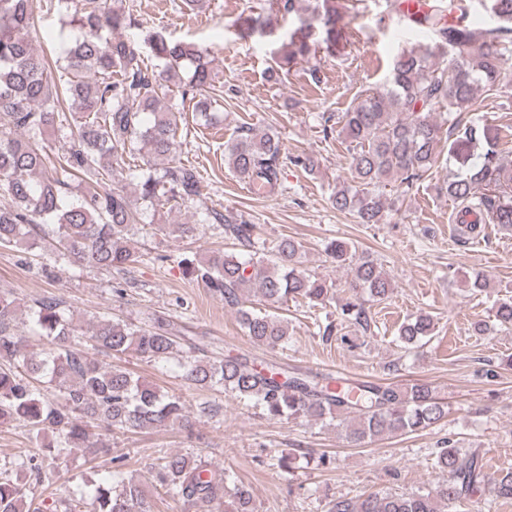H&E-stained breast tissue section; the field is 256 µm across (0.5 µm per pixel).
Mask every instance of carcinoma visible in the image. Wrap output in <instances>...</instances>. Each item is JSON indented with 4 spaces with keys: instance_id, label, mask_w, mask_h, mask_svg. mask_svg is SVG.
I'll use <instances>...</instances> for the list:
<instances>
[{
    "instance_id": "carcinoma-1",
    "label": "carcinoma",
    "mask_w": 512,
    "mask_h": 512,
    "mask_svg": "<svg viewBox=\"0 0 512 512\" xmlns=\"http://www.w3.org/2000/svg\"><path fill=\"white\" fill-rule=\"evenodd\" d=\"M314 20L322 24L321 48L329 56L344 49L338 17L355 9L357 0H309ZM494 26L470 18L466 0H433L428 9L407 19L421 33H431L447 47L437 62L426 49L404 50L392 60L387 83L373 89L337 117V136L350 155V180L332 189L333 208L352 213L360 224H379L395 202L384 192L390 182L411 188L431 169L438 156L441 122L438 109L448 111L449 152L462 147L477 152L479 162L455 156L460 164L448 180V197L458 204L460 232L473 234L483 224L512 228V166L498 158L493 128L474 117L481 94L500 96L512 85L506 64L512 60L498 50L512 45V0H481ZM56 12L78 25L80 34L60 44L62 64L52 66L35 54L29 37L34 11ZM122 0H0V195L11 199L0 206V248L27 245L30 229L50 223L56 234L55 252L79 267L121 270L141 261L130 246V232L139 217L123 190L112 185L114 172L138 155L146 164L169 160L161 174L139 181L143 199L157 206L179 208L202 196V177L196 166L173 159L181 117L161 106L165 83L188 68L191 77L181 97L195 101L194 111L207 121L212 111L215 74L206 50L172 41L162 33L150 39L152 56L162 64L159 74L148 70L144 58L128 42L103 35L125 26ZM309 32L293 33L283 45L276 65L307 60L314 54ZM73 99L74 109L64 101ZM61 132L67 146L50 157L41 137ZM281 143L277 134L242 126L224 143V163L233 173L272 196L282 191ZM80 180L85 191L67 198L69 182ZM474 215L478 220L469 222ZM206 220L224 224V233L247 249L242 253L214 252L200 259L186 254L178 264L191 280L203 283L235 309L250 340L270 349L288 343V318L248 305L251 293L264 302L283 303L302 298L312 306L329 300V286L301 266V245L283 236L272 246L257 244V226L240 214L215 210ZM325 254L338 267L350 270L349 288L362 293L340 308V321L366 329V302L387 301L393 291L389 275L370 259H355L344 241L325 243ZM494 326L512 328V297L494 305ZM16 302L0 292V424L21 422L35 438H43L41 460L67 455L80 448L89 457L112 452L109 440L90 439L88 429L110 432L161 429L187 425L180 398L135 377L121 367L104 365L82 348L83 334L62 302L49 297L30 310V323L46 347L37 355L28 341L12 329ZM434 319L421 313L399 329L401 342L413 345L431 335ZM89 339L113 356L135 354L162 363L182 347L183 378L196 386L219 387L249 401L272 420L304 418L336 421L346 439L373 440L384 434H409L446 418L448 407L426 382L407 385L375 382L339 383L334 378L310 379L288 375L276 364L259 368L243 355L212 357L173 321L154 318L138 327L101 318ZM58 389L62 403L44 398L34 382ZM436 464L448 473L445 483L427 492H385L363 499L338 497L329 512H474L492 508V501L474 496L485 483L480 454L461 448L450 437L440 442ZM20 456L10 467L40 474L39 460ZM115 457L110 476L90 481L73 492L69 512L90 503L91 512H149L140 485L121 471ZM157 477L177 505L227 504L230 512H255L251 488L231 479L229 471L202 459L170 454L161 457ZM493 497L512 499V472L495 484ZM0 512H30L18 480L0 479Z\"/></svg>"
}]
</instances>
